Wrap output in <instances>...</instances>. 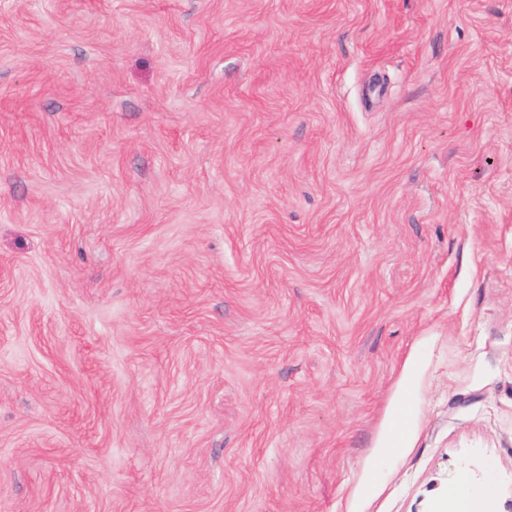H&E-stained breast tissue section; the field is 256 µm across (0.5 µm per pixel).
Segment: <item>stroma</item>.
<instances>
[{"label": "stroma", "instance_id": "1", "mask_svg": "<svg viewBox=\"0 0 512 512\" xmlns=\"http://www.w3.org/2000/svg\"><path fill=\"white\" fill-rule=\"evenodd\" d=\"M45 487L507 512L512 0H0V512ZM414 427L409 416L396 412L389 419V426L381 438L378 448L391 450L392 448H411L414 440Z\"/></svg>", "mask_w": 512, "mask_h": 512}]
</instances>
